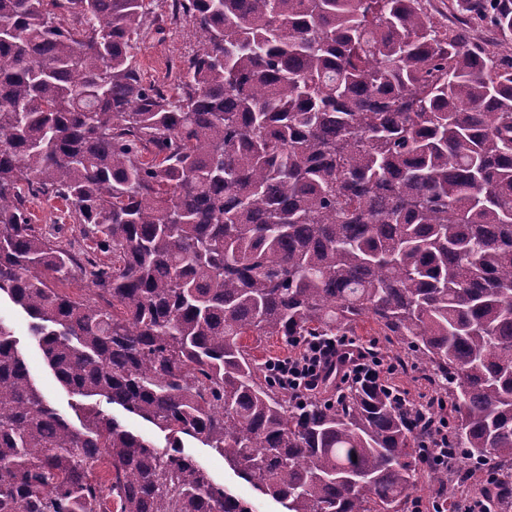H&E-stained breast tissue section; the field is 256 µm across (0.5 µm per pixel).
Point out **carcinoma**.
I'll return each mask as SVG.
<instances>
[{
	"label": "carcinoma",
	"instance_id": "carcinoma-1",
	"mask_svg": "<svg viewBox=\"0 0 512 512\" xmlns=\"http://www.w3.org/2000/svg\"><path fill=\"white\" fill-rule=\"evenodd\" d=\"M430 2L0 0V292L82 398L57 412L0 321V512H253L183 435L285 512H408L420 411L298 397L243 343L365 318L453 397L432 477L484 467L512 512V0H450V26ZM167 20L196 36L170 88L132 53ZM35 198L112 262L37 232ZM75 268L107 306L53 287ZM103 409L119 419L130 430L149 436L157 445L163 447L166 445V436L168 432H162L151 424L141 419L127 414L117 405H103Z\"/></svg>",
	"mask_w": 512,
	"mask_h": 512
}]
</instances>
